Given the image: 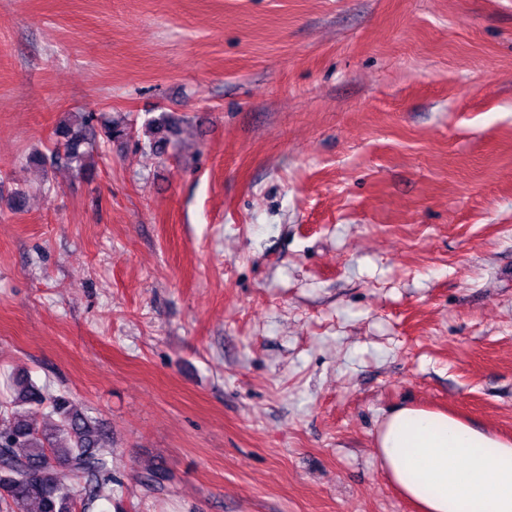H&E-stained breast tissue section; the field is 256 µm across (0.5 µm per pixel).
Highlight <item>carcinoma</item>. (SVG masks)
<instances>
[{"label": "carcinoma", "mask_w": 512, "mask_h": 512, "mask_svg": "<svg viewBox=\"0 0 512 512\" xmlns=\"http://www.w3.org/2000/svg\"><path fill=\"white\" fill-rule=\"evenodd\" d=\"M96 117L82 113L75 122L58 124L53 132L56 157L84 168L96 138L106 142L130 138L134 124L102 123L94 131ZM179 118L166 112L144 121V133L153 136L152 147L161 150L177 130ZM7 413L0 421V507L5 512H89L98 500H112V453L102 450L105 441L99 421L79 411L68 394L46 401L42 390L26 374L10 383ZM48 405L54 420L40 426L30 412ZM68 468L83 481L67 484L59 468Z\"/></svg>", "instance_id": "carcinoma-1"}]
</instances>
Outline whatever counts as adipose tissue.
<instances>
[{
    "label": "adipose tissue",
    "instance_id": "adipose-tissue-1",
    "mask_svg": "<svg viewBox=\"0 0 512 512\" xmlns=\"http://www.w3.org/2000/svg\"><path fill=\"white\" fill-rule=\"evenodd\" d=\"M375 447L389 483L417 512H512V441L418 406L394 410Z\"/></svg>",
    "mask_w": 512,
    "mask_h": 512
}]
</instances>
